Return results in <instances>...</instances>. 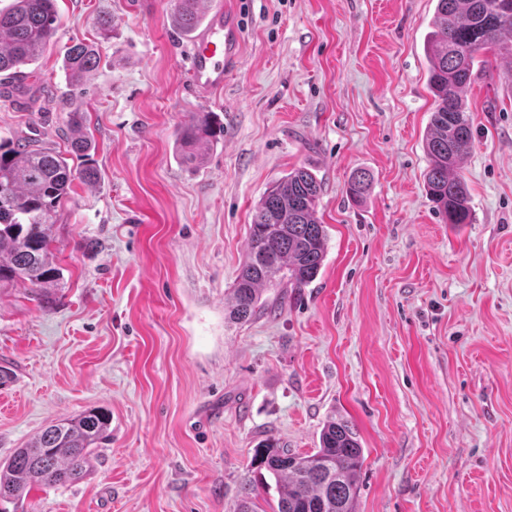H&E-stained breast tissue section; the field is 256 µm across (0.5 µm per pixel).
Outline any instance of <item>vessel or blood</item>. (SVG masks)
Returning a JSON list of instances; mask_svg holds the SVG:
<instances>
[{
    "label": "vessel or blood",
    "instance_id": "vessel-or-blood-1",
    "mask_svg": "<svg viewBox=\"0 0 512 512\" xmlns=\"http://www.w3.org/2000/svg\"><path fill=\"white\" fill-rule=\"evenodd\" d=\"M192 93L207 97L223 89L228 74L241 59L238 20L234 11L210 9L186 50Z\"/></svg>",
    "mask_w": 512,
    "mask_h": 512
}]
</instances>
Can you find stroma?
<instances>
[{"label":"stroma","mask_w":512,"mask_h":512,"mask_svg":"<svg viewBox=\"0 0 512 512\" xmlns=\"http://www.w3.org/2000/svg\"><path fill=\"white\" fill-rule=\"evenodd\" d=\"M223 2L242 59L210 98L186 85L175 0H58L32 74L0 85V138L63 152L64 53L100 55L82 100L101 180L58 209L54 303L0 287V462L93 408L110 439L24 512H233L255 448L313 452L331 417L363 448L356 512H512V61L466 90L474 221L448 224L424 182L435 0ZM199 111L224 140L191 171L174 133ZM299 166L323 181L320 273L233 322L255 207Z\"/></svg>","instance_id":"35a3bbf8"}]
</instances>
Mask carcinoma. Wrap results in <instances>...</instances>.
Here are the masks:
<instances>
[{
	"mask_svg": "<svg viewBox=\"0 0 512 512\" xmlns=\"http://www.w3.org/2000/svg\"><path fill=\"white\" fill-rule=\"evenodd\" d=\"M57 0H13L0 9V76L12 79L39 59L58 24ZM202 0H178L174 27L191 37L201 24ZM433 31L424 50L433 110L425 137L424 175L431 200L448 224H471L474 216L462 164L474 144L464 93L491 66L489 56L512 60V0H437ZM99 64L94 46L67 48L64 67L71 86ZM82 103L69 111L66 140L70 154L84 159L70 167L63 154L23 139L0 141V286L24 284L39 305L52 302L62 269L53 253L57 209L74 181L93 186L99 173L85 127ZM224 135L214 112H190L175 131L181 164L198 168ZM369 176H352L348 192L363 197ZM322 180L310 169L295 168L262 196L250 224L246 258L236 277L229 319L249 321L260 312L266 287L305 288L318 276L327 245L317 217ZM110 415L99 409L52 421L25 447L0 463V504H18L34 484H71L91 470L96 448L108 437ZM364 463L358 434L334 417L323 425L319 446L297 454L274 439L254 449L249 471L265 473L278 493L272 512H356ZM257 487L244 480L235 512H265Z\"/></svg>",
	"mask_w": 512,
	"mask_h": 512,
	"instance_id": "1",
	"label": "carcinoma"
}]
</instances>
